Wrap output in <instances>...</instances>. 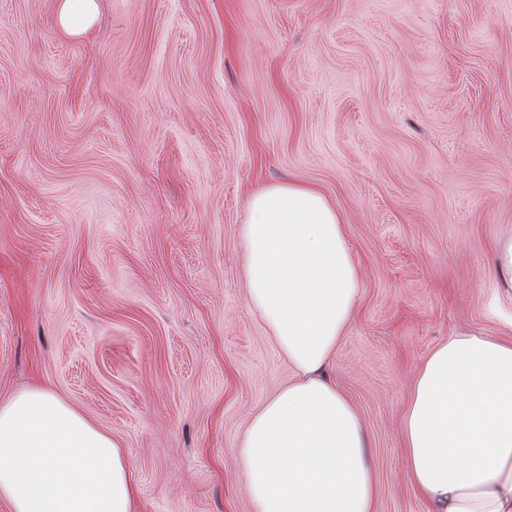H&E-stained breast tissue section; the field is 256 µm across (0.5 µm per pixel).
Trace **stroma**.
Instances as JSON below:
<instances>
[{
	"instance_id": "obj_1",
	"label": "stroma",
	"mask_w": 512,
	"mask_h": 512,
	"mask_svg": "<svg viewBox=\"0 0 512 512\" xmlns=\"http://www.w3.org/2000/svg\"><path fill=\"white\" fill-rule=\"evenodd\" d=\"M320 189L361 294L330 378L376 512H426L402 416L441 341L512 319V0H0V401L121 438L133 512H252L250 416L292 375L247 302L259 185ZM96 9L95 0H56V13L59 25L69 30L73 25V19L79 10L85 22H90ZM497 257L501 278L512 299V233L498 240Z\"/></svg>"
}]
</instances>
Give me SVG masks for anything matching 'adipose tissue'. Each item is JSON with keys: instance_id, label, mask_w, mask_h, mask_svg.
I'll use <instances>...</instances> for the list:
<instances>
[{"instance_id": "ef3b65f1", "label": "adipose tissue", "mask_w": 512, "mask_h": 512, "mask_svg": "<svg viewBox=\"0 0 512 512\" xmlns=\"http://www.w3.org/2000/svg\"><path fill=\"white\" fill-rule=\"evenodd\" d=\"M246 296L293 377L238 446L252 512H375L365 426L327 377L360 293L345 220L295 182L251 193L240 230ZM507 338H448L418 367L402 417L409 481L426 512H512V322ZM124 443L36 386L0 402L6 512H132Z\"/></svg>"}]
</instances>
